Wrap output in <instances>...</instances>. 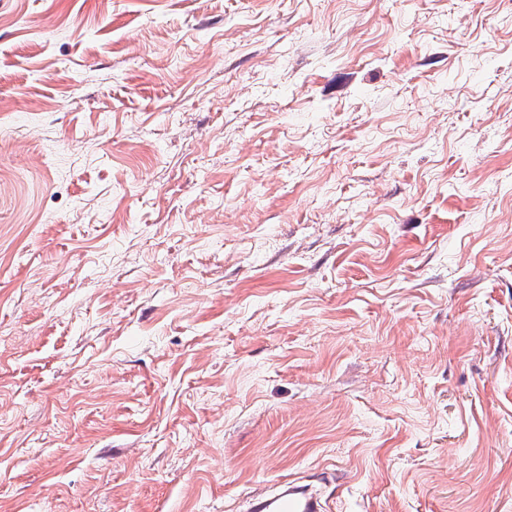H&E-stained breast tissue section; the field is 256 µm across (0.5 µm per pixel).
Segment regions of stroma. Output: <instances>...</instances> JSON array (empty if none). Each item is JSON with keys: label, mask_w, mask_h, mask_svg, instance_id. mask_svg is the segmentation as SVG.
<instances>
[{"label": "stroma", "mask_w": 512, "mask_h": 512, "mask_svg": "<svg viewBox=\"0 0 512 512\" xmlns=\"http://www.w3.org/2000/svg\"><path fill=\"white\" fill-rule=\"evenodd\" d=\"M0 512H512V6L0 0ZM278 494L256 498L250 510L254 512H328L327 498L310 485L288 480L279 486Z\"/></svg>", "instance_id": "1"}]
</instances>
